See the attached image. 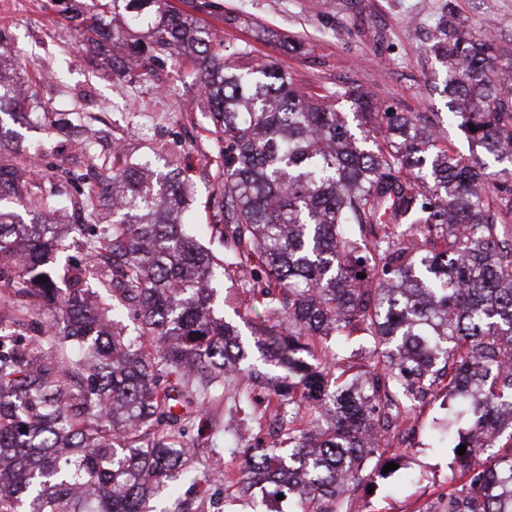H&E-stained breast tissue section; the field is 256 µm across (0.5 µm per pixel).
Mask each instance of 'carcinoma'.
Masks as SVG:
<instances>
[{
	"mask_svg": "<svg viewBox=\"0 0 512 512\" xmlns=\"http://www.w3.org/2000/svg\"><path fill=\"white\" fill-rule=\"evenodd\" d=\"M135 42L126 72L190 62L206 105L217 204L209 246L182 215L187 178L119 141L96 157V182L47 164L41 180L73 194L31 195L7 152L4 117L25 113L0 35V512H180L184 485L226 481L191 463L193 404L243 410L272 387L284 438L242 449V490L284 495L289 512H343L365 462L435 381L456 456L443 512H503L512 502V62L482 32L443 18L431 52L446 118L480 154L465 158L421 112H392L358 86L307 94L247 43L224 60L213 31L169 0H89L79 35ZM349 103V111L336 101ZM31 215L25 222L19 210ZM112 220L97 232L101 213ZM68 215L83 223L55 224ZM84 238L86 263L65 252ZM364 277H358V274ZM95 281L96 287L90 286ZM112 310L98 302V290ZM262 308L249 339L215 305ZM46 305L56 314L41 321ZM132 320L139 339L117 323ZM368 346L358 373L343 350ZM480 430L486 442H471Z\"/></svg>",
	"mask_w": 512,
	"mask_h": 512,
	"instance_id": "carcinoma-1",
	"label": "carcinoma"
}]
</instances>
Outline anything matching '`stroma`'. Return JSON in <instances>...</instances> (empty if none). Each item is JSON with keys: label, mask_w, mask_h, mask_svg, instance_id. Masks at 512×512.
<instances>
[{"label": "stroma", "mask_w": 512, "mask_h": 512, "mask_svg": "<svg viewBox=\"0 0 512 512\" xmlns=\"http://www.w3.org/2000/svg\"><path fill=\"white\" fill-rule=\"evenodd\" d=\"M474 31L489 34L499 62L512 61V0H172L201 23L215 29L232 52L249 43L256 58L276 62L298 88L362 87L394 112H442L445 99L433 91L443 75L428 51L429 40L444 2ZM0 32L10 41L21 74L39 101L53 108L78 105L93 127L113 133L129 154L156 149L184 169L196 199L192 213L204 223L214 195L212 134L204 131L197 89L186 79V67L165 61L154 64L140 82H129L120 70L92 67L89 50L80 42L70 0H0ZM297 39L294 50L289 40ZM13 139L23 152L44 143L47 158L66 167L85 169L89 161L72 147L69 131L48 132L41 115H31ZM266 390L255 393L260 405L251 417L227 412L220 403L202 415L209 427L200 431L195 465L203 469L223 463L238 468L236 458H221L226 444L250 443L260 434L271 407ZM448 418L441 388L413 414L415 440L400 442L382 455L396 462L372 490H357L350 512H441V493L457 463L451 448L435 445L431 431ZM190 512H251L236 488H184Z\"/></svg>", "instance_id": "stroma-1"}]
</instances>
